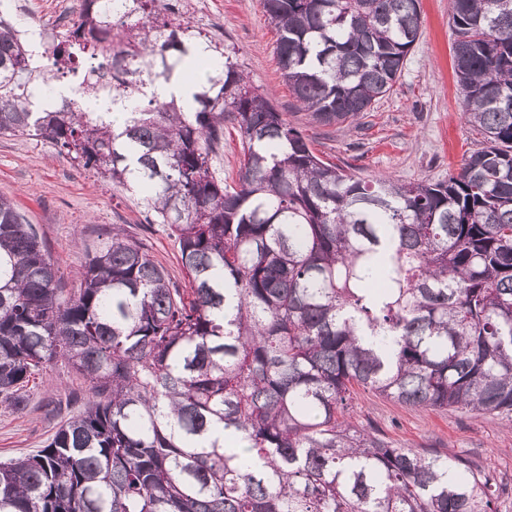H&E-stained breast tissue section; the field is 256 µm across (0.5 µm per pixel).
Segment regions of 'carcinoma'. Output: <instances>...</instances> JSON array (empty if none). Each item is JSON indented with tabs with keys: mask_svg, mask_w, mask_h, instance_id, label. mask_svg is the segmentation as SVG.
<instances>
[{
	"mask_svg": "<svg viewBox=\"0 0 512 512\" xmlns=\"http://www.w3.org/2000/svg\"><path fill=\"white\" fill-rule=\"evenodd\" d=\"M262 2L282 76L323 125L390 94L421 36L420 0ZM176 10L83 0L48 47L0 11V136L142 193L188 276L114 224L66 293L0 197V403L24 410L59 359L89 391L45 448L0 462V512H497L493 475L344 411L357 386L512 426V0H449L483 146L408 184L316 155L228 54L190 112L147 92L194 36ZM79 68L73 97L41 94ZM226 119L243 154L231 187L212 165Z\"/></svg>",
	"mask_w": 512,
	"mask_h": 512,
	"instance_id": "carcinoma-1",
	"label": "carcinoma"
}]
</instances>
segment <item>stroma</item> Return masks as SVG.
<instances>
[{
    "mask_svg": "<svg viewBox=\"0 0 512 512\" xmlns=\"http://www.w3.org/2000/svg\"><path fill=\"white\" fill-rule=\"evenodd\" d=\"M422 34L394 90L377 102L361 124L324 127L298 109L279 69V33L262 0H184L183 16L220 51L231 54L252 84L311 142L324 160L370 180L386 175L404 183L438 181L480 148L481 135L466 123L453 70L454 34L448 0H420ZM241 133L224 124L213 166L225 184L239 177ZM0 196L14 202L34 224L60 270L61 285L80 281L74 270L78 247L98 244L108 229L123 225L180 286L188 278L164 225L149 223L139 195L101 179L59 156L55 148L26 136H0ZM87 390L64 363L44 369L30 389L24 411L0 406V460L36 453L67 418L83 410ZM347 416L401 448L459 455L490 472L502 486L498 512H512V431L488 414L430 410L386 399L361 388Z\"/></svg>",
    "mask_w": 512,
    "mask_h": 512,
    "instance_id": "1",
    "label": "stroma"
}]
</instances>
